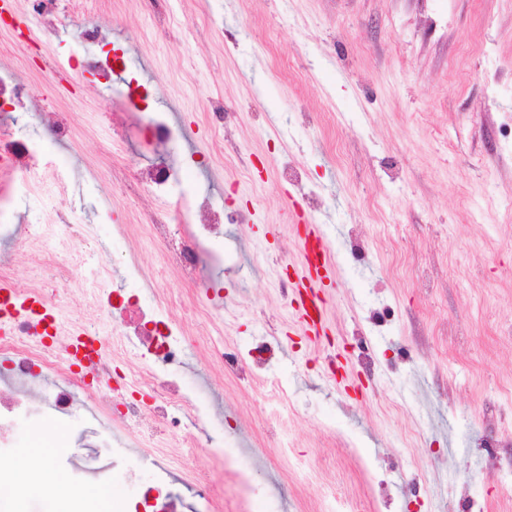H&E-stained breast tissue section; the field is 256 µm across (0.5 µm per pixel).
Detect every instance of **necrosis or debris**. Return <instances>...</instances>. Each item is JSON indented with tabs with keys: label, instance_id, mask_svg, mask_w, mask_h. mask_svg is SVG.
I'll use <instances>...</instances> for the list:
<instances>
[{
	"label": "necrosis or debris",
	"instance_id": "necrosis-or-debris-1",
	"mask_svg": "<svg viewBox=\"0 0 512 512\" xmlns=\"http://www.w3.org/2000/svg\"><path fill=\"white\" fill-rule=\"evenodd\" d=\"M40 94L39 87L21 80L15 69L0 71V168L15 174L0 187V245L22 243L27 256L57 262L60 279L66 280L93 257L85 247L91 229L65 219L20 230L11 223L14 202L38 182L43 166L39 143L17 136L13 111ZM139 94L140 85L133 79L123 99L135 112L136 132L150 151L163 153L171 140L186 137V129L167 114L140 111ZM177 179V171L167 164L135 172L117 166L112 173L114 187L158 198ZM224 223L223 211L200 195L175 202L169 212L151 213L147 228L151 242L159 247V266L179 270L195 288L207 287L212 282L207 270L215 259L211 244L223 235ZM80 292L90 321L57 319L55 336L47 335L35 314L0 312V447H9V417L21 408L41 407L45 417L60 422L81 409L111 430L127 456L124 469L113 470L92 453L87 430L73 432L65 445L86 449L85 455L70 461L74 485L132 478L141 450L154 440L161 444L156 451L158 466L172 473L164 442L179 434L186 446H194L196 431L224 416L222 409L200 407L195 396L166 373L181 360L185 326L144 310L132 295L117 302L109 288L84 285ZM196 344L220 374L238 378L259 374L276 350L275 344L264 342L243 356L204 336ZM117 360L126 368L120 375L112 367Z\"/></svg>",
	"mask_w": 512,
	"mask_h": 512
}]
</instances>
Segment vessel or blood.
Segmentation results:
<instances>
[{
    "instance_id": "1",
    "label": "vessel or blood",
    "mask_w": 512,
    "mask_h": 512,
    "mask_svg": "<svg viewBox=\"0 0 512 512\" xmlns=\"http://www.w3.org/2000/svg\"><path fill=\"white\" fill-rule=\"evenodd\" d=\"M296 284L294 289L300 301L295 311V323L304 335H311V321H325L328 302L322 288V274L334 271L329 245L322 225L311 218H303L297 227Z\"/></svg>"
}]
</instances>
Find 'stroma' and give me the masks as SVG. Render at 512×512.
I'll list each match as a JSON object with an SVG mask.
<instances>
[{"label": "stroma", "mask_w": 512, "mask_h": 512, "mask_svg": "<svg viewBox=\"0 0 512 512\" xmlns=\"http://www.w3.org/2000/svg\"><path fill=\"white\" fill-rule=\"evenodd\" d=\"M12 10L30 40L0 29V65L34 53L47 104L73 115L68 140L54 142L34 112H18L20 136L45 142L46 170L64 178L59 212L33 195L19 223L91 225L110 287L145 307L166 302L174 320L242 352L281 341L258 378L219 382L186 343L170 374L233 420L209 424L196 449L177 448L199 481L172 492L206 494L208 451L220 448L232 460L216 512H267L274 495L283 512H326L325 488L367 512L468 502L512 512L500 480L512 472V150L498 144L512 118V0H109L83 15L128 71L160 86L155 108L186 127L168 156L211 158L173 188L209 192L229 217L213 245L224 309L207 324L177 272L155 294L126 277L133 257L156 268L158 249L136 225L163 203L112 185L102 128L124 75H80L61 90L54 65L96 45L76 41L70 23L42 26L30 0ZM211 99L229 114V136L205 123ZM287 165L302 185L283 180ZM306 186L320 207L309 209ZM300 210L324 224L335 262L317 344L298 332L280 285L296 261Z\"/></svg>", "instance_id": "obj_1"}]
</instances>
